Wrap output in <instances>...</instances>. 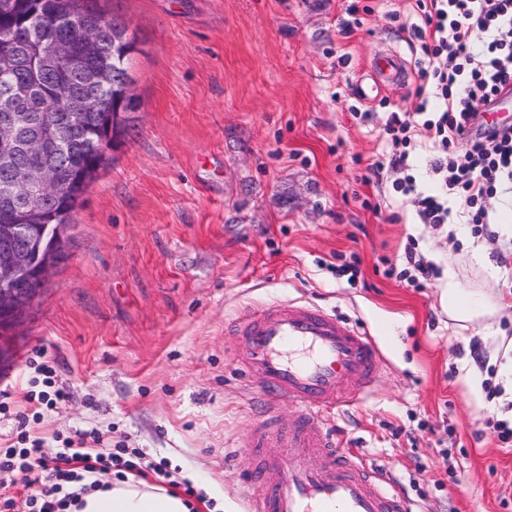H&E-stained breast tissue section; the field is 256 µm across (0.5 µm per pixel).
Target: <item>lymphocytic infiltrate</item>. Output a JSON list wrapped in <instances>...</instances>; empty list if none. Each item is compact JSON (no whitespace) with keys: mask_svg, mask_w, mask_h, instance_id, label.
Here are the masks:
<instances>
[{"mask_svg":"<svg viewBox=\"0 0 512 512\" xmlns=\"http://www.w3.org/2000/svg\"><path fill=\"white\" fill-rule=\"evenodd\" d=\"M417 7L423 22L410 38L420 51L418 102L414 110L389 112L383 128L388 151L369 171L378 183L392 176L393 190L413 204L422 223H449L455 201L480 232L491 222V200L512 193V130L490 131L478 121L480 108L512 83V0H417ZM420 155L433 173L429 191L413 173ZM385 274L422 289L439 270L409 246ZM91 440L93 449L67 445L49 457L40 440L21 430L15 444L0 448V472L23 473L32 486L46 473L78 480L137 470L138 451H113L96 434Z\"/></svg>","mask_w":512,"mask_h":512,"instance_id":"lymphocytic-infiltrate-1","label":"lymphocytic infiltrate"}]
</instances>
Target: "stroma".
I'll return each mask as SVG.
<instances>
[{
	"label": "stroma",
	"mask_w": 512,
	"mask_h": 512,
	"mask_svg": "<svg viewBox=\"0 0 512 512\" xmlns=\"http://www.w3.org/2000/svg\"><path fill=\"white\" fill-rule=\"evenodd\" d=\"M357 25L340 32L349 5ZM137 39L133 127L104 162L33 308L0 338V392L56 452L77 432L141 454L140 480L183 494L192 512H249L242 444L267 405L224 333L239 312L295 299L366 330L382 356L373 393L327 417L338 447L385 469L422 512H512V448L485 417L487 380L512 396V205L493 234L414 221L391 184L366 182L383 122L413 108L408 27L415 0H98ZM399 50L407 77L370 101L351 87L375 55ZM452 269L467 301L500 298L493 320H460L441 282L416 289L383 274L407 244ZM360 260L354 282L336 273ZM49 361L68 396L25 395ZM165 463L170 479L153 468ZM462 476L456 487L454 476Z\"/></svg>",
	"instance_id": "1"
}]
</instances>
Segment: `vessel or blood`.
Returning a JSON list of instances; mask_svg holds the SVG:
<instances>
[{"label": "vessel or blood", "instance_id": "b4317fda", "mask_svg": "<svg viewBox=\"0 0 512 512\" xmlns=\"http://www.w3.org/2000/svg\"><path fill=\"white\" fill-rule=\"evenodd\" d=\"M226 329L241 337L242 363L264 396L288 398L298 411L288 429L266 417L251 433V512H416L386 474L342 452L325 425L327 414L368 396L380 363L372 337L290 300L246 310ZM308 455L318 465H307Z\"/></svg>", "mask_w": 512, "mask_h": 512}]
</instances>
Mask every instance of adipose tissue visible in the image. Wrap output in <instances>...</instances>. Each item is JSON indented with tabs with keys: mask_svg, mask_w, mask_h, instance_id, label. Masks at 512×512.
Returning a JSON list of instances; mask_svg holds the SVG:
<instances>
[{
	"mask_svg": "<svg viewBox=\"0 0 512 512\" xmlns=\"http://www.w3.org/2000/svg\"><path fill=\"white\" fill-rule=\"evenodd\" d=\"M72 512H190V505L162 488L118 479L109 487L83 494Z\"/></svg>",
	"mask_w": 512,
	"mask_h": 512,
	"instance_id": "adipose-tissue-1",
	"label": "adipose tissue"
}]
</instances>
